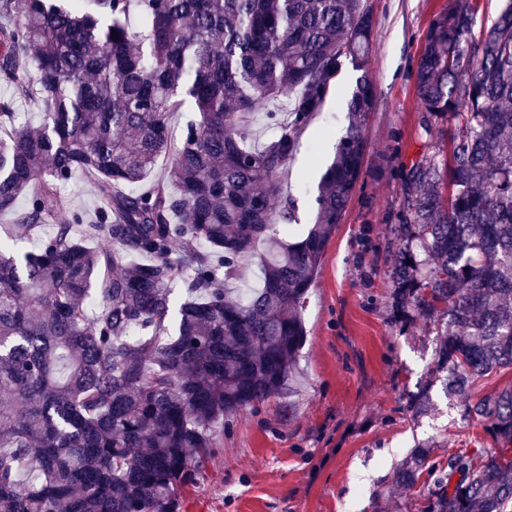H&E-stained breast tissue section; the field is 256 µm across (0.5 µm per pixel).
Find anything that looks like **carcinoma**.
Returning <instances> with one entry per match:
<instances>
[{
	"label": "carcinoma",
	"instance_id": "carcinoma-1",
	"mask_svg": "<svg viewBox=\"0 0 512 512\" xmlns=\"http://www.w3.org/2000/svg\"><path fill=\"white\" fill-rule=\"evenodd\" d=\"M474 12L453 0L427 28L418 130L448 127V158L396 173L389 273L393 320L434 326L457 392L512 370V0L477 38ZM375 25L366 0H0V80L42 111L32 128L0 101V512H179L214 425L293 387L303 307L362 181ZM346 62L349 125L314 223L282 239L298 211H274L277 175ZM259 100L287 118L265 113L277 131L254 146ZM76 175L103 188L95 215L14 256ZM247 258L262 287L231 299ZM461 408L494 446L441 465L418 444L395 486L422 484L421 512H507L512 385Z\"/></svg>",
	"mask_w": 512,
	"mask_h": 512
}]
</instances>
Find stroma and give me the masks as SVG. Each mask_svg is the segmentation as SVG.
<instances>
[{"label":"stroma","instance_id":"35a3bbf8","mask_svg":"<svg viewBox=\"0 0 512 512\" xmlns=\"http://www.w3.org/2000/svg\"><path fill=\"white\" fill-rule=\"evenodd\" d=\"M452 0H368L375 16L371 59L376 101L365 125L366 180L327 246L303 312L306 342L292 393L271 397L219 426V446L180 512H408L419 488L388 497L394 470L415 444L476 450L482 425L464 419L459 396L435 373V334L421 321L395 324L388 273L399 207L397 168L447 150V132L419 137L413 79L432 17ZM355 74L343 66L336 89L299 138L280 173L278 198L298 204L289 238L314 221L311 200L348 126ZM429 388L431 408L414 415L408 396Z\"/></svg>","mask_w":512,"mask_h":512}]
</instances>
